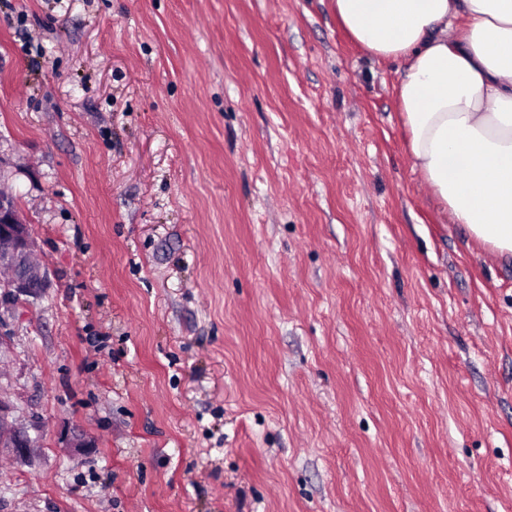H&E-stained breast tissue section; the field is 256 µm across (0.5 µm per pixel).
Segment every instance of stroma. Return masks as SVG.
<instances>
[{"mask_svg": "<svg viewBox=\"0 0 512 512\" xmlns=\"http://www.w3.org/2000/svg\"><path fill=\"white\" fill-rule=\"evenodd\" d=\"M331 0H0V512H512V258ZM82 438L86 447H74ZM36 248L37 243L17 205L0 194V267L14 270L12 276L0 284V319L20 296L37 295L44 288L45 273L29 262ZM27 428L22 420L15 416L13 403L0 393V453L6 451L21 463L30 465L34 463L35 457ZM4 439H8V446L4 443L3 447Z\"/></svg>", "mask_w": 512, "mask_h": 512, "instance_id": "1", "label": "stroma"}]
</instances>
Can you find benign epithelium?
I'll return each mask as SVG.
<instances>
[{"label":"benign epithelium","instance_id":"7a95c632","mask_svg":"<svg viewBox=\"0 0 512 512\" xmlns=\"http://www.w3.org/2000/svg\"><path fill=\"white\" fill-rule=\"evenodd\" d=\"M37 248L22 214L13 200L0 194V267L13 269L12 276L0 283V318L22 296L39 294L46 275L30 265ZM0 439L8 440V448L0 447L22 463L33 464L32 442L27 426L14 414V405L0 395Z\"/></svg>","mask_w":512,"mask_h":512}]
</instances>
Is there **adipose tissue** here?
<instances>
[{"instance_id": "1", "label": "adipose tissue", "mask_w": 512, "mask_h": 512, "mask_svg": "<svg viewBox=\"0 0 512 512\" xmlns=\"http://www.w3.org/2000/svg\"><path fill=\"white\" fill-rule=\"evenodd\" d=\"M351 39L404 69L410 168L454 223L512 256V0H333Z\"/></svg>"}]
</instances>
